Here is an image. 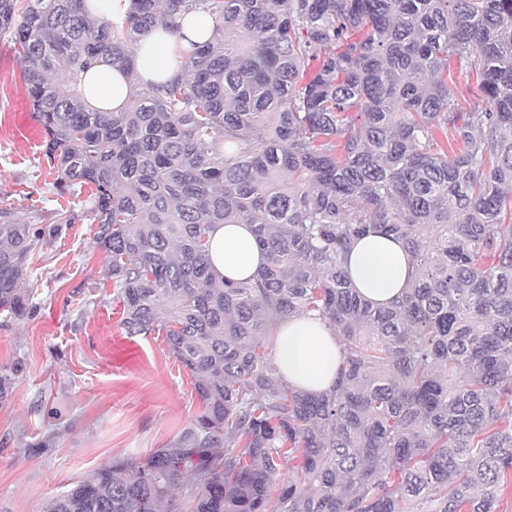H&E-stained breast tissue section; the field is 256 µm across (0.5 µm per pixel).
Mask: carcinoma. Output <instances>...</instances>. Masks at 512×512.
Listing matches in <instances>:
<instances>
[{
    "label": "carcinoma",
    "instance_id": "cac0c4a2",
    "mask_svg": "<svg viewBox=\"0 0 512 512\" xmlns=\"http://www.w3.org/2000/svg\"><path fill=\"white\" fill-rule=\"evenodd\" d=\"M0 0L22 50L42 154L91 190L95 247L129 336H164L203 412L166 447L86 474L44 512H499L512 485V0ZM212 19L140 85L135 50L178 17ZM133 79L124 112L90 109L82 75ZM457 65L486 107L451 95ZM218 224L266 255L228 283ZM56 235L61 228L50 230ZM47 230L0 214V318L36 308ZM407 248L416 276L372 303L351 242ZM317 313L336 330L333 391L281 379L264 337ZM16 371L0 373V403ZM91 15L96 18L112 16V19L117 20L126 15L130 7V0H92Z\"/></svg>",
    "mask_w": 512,
    "mask_h": 512
}]
</instances>
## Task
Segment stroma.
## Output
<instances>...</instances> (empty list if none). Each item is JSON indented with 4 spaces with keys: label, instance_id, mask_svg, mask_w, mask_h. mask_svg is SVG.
<instances>
[{
    "label": "stroma",
    "instance_id": "stroma-1",
    "mask_svg": "<svg viewBox=\"0 0 512 512\" xmlns=\"http://www.w3.org/2000/svg\"><path fill=\"white\" fill-rule=\"evenodd\" d=\"M21 50L0 37V211L55 227L32 252L34 315L0 326V370L21 365L0 406V512H43L70 483L167 446L202 411L164 337L129 336L93 243L87 194L60 193L41 153ZM72 223L58 225L59 211Z\"/></svg>",
    "mask_w": 512,
    "mask_h": 512
}]
</instances>
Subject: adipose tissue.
I'll use <instances>...</instances> for the list:
<instances>
[{"label": "adipose tissue", "instance_id": "adipose-tissue-1", "mask_svg": "<svg viewBox=\"0 0 512 512\" xmlns=\"http://www.w3.org/2000/svg\"><path fill=\"white\" fill-rule=\"evenodd\" d=\"M210 20L195 13L181 18L178 34L155 28L137 45L136 67L143 80L164 81L176 71V46L181 41L204 42ZM86 102L103 112L124 111L130 84L122 70L98 63L84 74ZM348 275L366 299L388 303L396 299L415 270L400 240L370 234L352 242ZM210 262L216 273L229 281L253 278L265 262L250 225L219 224L210 238ZM274 364L283 379L296 388L316 393L333 389L342 367L336 332L315 317L282 321L276 338Z\"/></svg>", "mask_w": 512, "mask_h": 512}]
</instances>
